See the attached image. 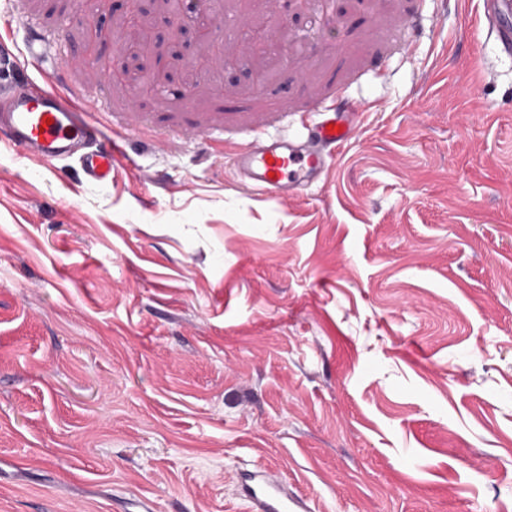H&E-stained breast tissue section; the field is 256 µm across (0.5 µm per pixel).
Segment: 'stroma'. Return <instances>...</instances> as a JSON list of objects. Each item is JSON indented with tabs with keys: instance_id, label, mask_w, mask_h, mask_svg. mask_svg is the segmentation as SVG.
<instances>
[{
	"instance_id": "1",
	"label": "stroma",
	"mask_w": 512,
	"mask_h": 512,
	"mask_svg": "<svg viewBox=\"0 0 512 512\" xmlns=\"http://www.w3.org/2000/svg\"><path fill=\"white\" fill-rule=\"evenodd\" d=\"M478 2L209 0L228 50L268 32L255 84L193 71L165 0L147 55L116 9L97 63L95 0H0V85L57 69L130 157L101 185L0 143V512H249L247 464L311 512H512V54ZM345 98L321 180L236 182L234 152Z\"/></svg>"
}]
</instances>
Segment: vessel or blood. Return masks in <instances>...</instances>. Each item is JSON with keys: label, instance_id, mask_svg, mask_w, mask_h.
<instances>
[{"label": "vessel or blood", "instance_id": "obj_1", "mask_svg": "<svg viewBox=\"0 0 512 512\" xmlns=\"http://www.w3.org/2000/svg\"><path fill=\"white\" fill-rule=\"evenodd\" d=\"M485 19L504 52H512V0H487ZM89 105L57 81L0 87V134L23 156L45 164L76 161L86 181L108 183L126 160L117 139L87 121ZM360 108L349 104L325 106L301 132L259 140L234 156L239 183L250 190L282 199L319 181L336 149L356 136ZM281 471L257 465L241 471L238 482L253 512H309L303 496H292Z\"/></svg>", "mask_w": 512, "mask_h": 512}]
</instances>
